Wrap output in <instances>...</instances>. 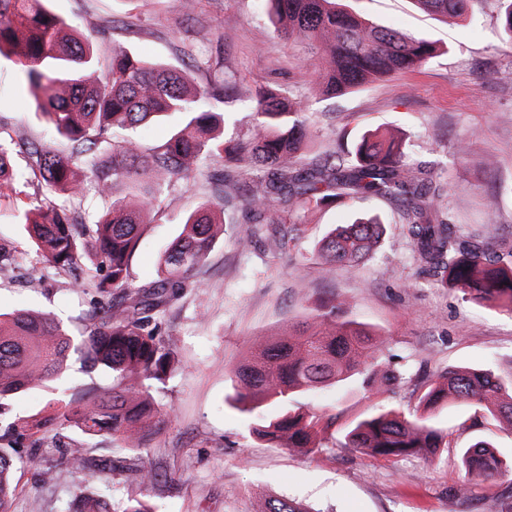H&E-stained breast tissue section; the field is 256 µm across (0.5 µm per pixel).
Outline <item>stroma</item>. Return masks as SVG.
Listing matches in <instances>:
<instances>
[{"instance_id":"35a3bbf8","label":"stroma","mask_w":512,"mask_h":512,"mask_svg":"<svg viewBox=\"0 0 512 512\" xmlns=\"http://www.w3.org/2000/svg\"><path fill=\"white\" fill-rule=\"evenodd\" d=\"M48 0L47 7L79 30L96 32L98 54L122 46L150 59L185 63V43L198 62L197 86H208L213 65L234 73L228 92L225 138H242L254 125L241 91L261 84L287 92L307 114L308 130L321 154L352 149L360 132L387 127L406 134V162L437 163L446 171L445 203L453 223L480 228L486 213L497 217L496 233L512 245V42L496 20V0H476L460 23L422 12L413 0H343L348 9L376 23L435 41L445 50L424 66L358 92L326 99L315 95L297 53L273 34L265 0ZM0 136L65 148L37 113L23 73L0 58ZM470 154L458 159V141ZM16 178L0 187V238L17 251L12 274L0 278V311L28 308L54 315L79 334L86 315L104 305L94 293L71 289L66 275L40 279L36 257L16 207L32 208L41 194L25 153L12 159ZM211 186L169 181L143 228L130 261L134 285L157 278V261L178 236L184 216ZM363 212L381 216L386 233L372 258L355 268L327 271L316 259L322 237ZM240 213L226 215L224 233L181 294L160 315L178 369L158 394L170 415L141 449L93 446L99 480L60 466L54 483L40 482L38 464L15 473L10 512H64L81 490H109L125 506L145 499L155 512H262L270 497H286L312 512H512V434L474 403L431 412L429 425L448 445L433 457L377 460L346 447L358 420L390 409L416 410L426 388L461 367L503 372L512 368V315L464 299L420 274L402 219L389 200L368 197L334 202L307 218L305 235L291 256L270 251L264 240L243 249L235 243ZM415 289H406V282ZM322 302L343 303L344 317L376 333L380 360L401 372L399 383L376 392L359 381L324 386L296 396L327 430L313 450L276 448L257 439L249 418L230 401L232 369L248 350L310 319ZM492 440L504 468L489 479H469L463 448ZM160 478L139 480L142 467ZM468 496H460L461 485Z\"/></svg>"}]
</instances>
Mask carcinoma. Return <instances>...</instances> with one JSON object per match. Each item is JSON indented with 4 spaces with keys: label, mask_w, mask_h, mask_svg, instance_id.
Segmentation results:
<instances>
[{
    "label": "carcinoma",
    "mask_w": 512,
    "mask_h": 512,
    "mask_svg": "<svg viewBox=\"0 0 512 512\" xmlns=\"http://www.w3.org/2000/svg\"><path fill=\"white\" fill-rule=\"evenodd\" d=\"M274 33L290 45L321 47L328 66L313 69L319 95L334 97L425 64L437 47L400 30L383 27L340 7L338 0H267ZM429 14L467 17L473 0H415ZM95 34L75 30L49 12L44 0H0V55L23 68L37 108L69 151L31 144L27 153L41 177L42 204L24 213L25 231L39 263L65 272L71 288L93 289L109 298L93 312L89 330L75 340L54 318L37 310L0 313V421L17 393L52 386L59 390L49 411L6 423L0 434V512H8L15 471L32 453L52 448L89 480L87 444L98 438L119 448L144 447L146 430L165 422L153 391L176 371L168 336L151 325L152 312L177 296L209 254L219 230L216 211H239L236 242L253 243L271 229L268 247L288 254L309 214L336 199L361 195L395 202L405 221L420 273L442 288H455L478 302L512 314V248L497 239L494 222L485 232L454 224L441 207L447 182L429 163L403 160L405 144L377 129L364 132L353 150L323 157L313 152L303 109L280 91L258 87L246 98L261 133L224 141L216 134L224 113V88L234 74H214L211 84L193 85L188 71L152 62L121 46L105 59L95 53ZM179 113L182 123L164 141L143 148L135 130L159 117ZM112 142V152L99 145ZM224 162L213 174L209 163ZM188 184L214 180V199L190 212L175 241L160 256L158 280L129 282V262L150 207L162 192L157 175ZM96 189L101 210L76 224L72 208L82 203L77 176ZM12 152L0 142V183L13 179ZM385 234L377 217L339 224L316 247L326 267H354L376 252ZM84 367L104 366L112 386L90 388L81 397L67 377L71 353ZM365 386L385 389L399 378L376 356L371 333L342 318L335 303L316 308L313 322L259 344L233 370L232 401L255 417L257 438L276 447L318 448L324 427L314 415L291 408L295 396L334 385L354 375ZM475 402L497 415L512 433V371L456 369L428 386L419 398L427 412L441 404ZM80 438L61 441L60 431ZM442 431L424 415L389 410L359 421L346 435L352 448L372 458L436 455L445 447ZM462 463L472 478L485 479L503 466L495 446L480 440L465 449ZM72 512H154L145 501L123 510L106 508L98 493H85ZM265 512H310L287 498L267 501Z\"/></svg>",
    "instance_id": "1"
}]
</instances>
